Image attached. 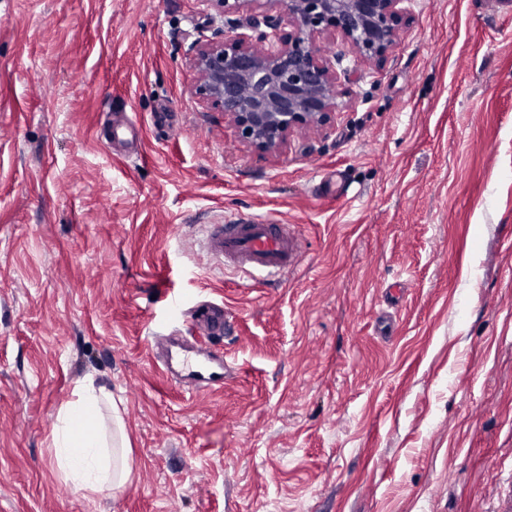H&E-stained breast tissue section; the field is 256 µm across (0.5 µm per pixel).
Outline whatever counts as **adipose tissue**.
Returning a JSON list of instances; mask_svg holds the SVG:
<instances>
[{"instance_id":"obj_1","label":"adipose tissue","mask_w":512,"mask_h":512,"mask_svg":"<svg viewBox=\"0 0 512 512\" xmlns=\"http://www.w3.org/2000/svg\"><path fill=\"white\" fill-rule=\"evenodd\" d=\"M105 411L113 427L121 426L111 390L90 378L79 381L71 400L58 412L51 433L50 448L59 477L89 493L120 488L131 474L128 448L97 423Z\"/></svg>"}]
</instances>
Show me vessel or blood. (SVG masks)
Instances as JSON below:
<instances>
[{"mask_svg":"<svg viewBox=\"0 0 512 512\" xmlns=\"http://www.w3.org/2000/svg\"><path fill=\"white\" fill-rule=\"evenodd\" d=\"M203 245L219 269H231L244 276L257 271L268 281L290 274L298 260V241L290 228L256 214L231 224L206 225ZM194 325L208 335H221L223 306L211 305L195 319ZM173 345V340H165L153 353L167 377L197 392L223 385L226 371L223 356L200 345L177 355L172 350Z\"/></svg>","mask_w":512,"mask_h":512,"instance_id":"1","label":"vessel or blood"}]
</instances>
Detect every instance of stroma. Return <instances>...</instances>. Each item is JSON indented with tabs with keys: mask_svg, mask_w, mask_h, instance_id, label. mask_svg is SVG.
<instances>
[{
	"mask_svg": "<svg viewBox=\"0 0 512 512\" xmlns=\"http://www.w3.org/2000/svg\"><path fill=\"white\" fill-rule=\"evenodd\" d=\"M331 126L261 156L194 94L203 0H0V512H512V12L408 0ZM137 117L133 152L113 119ZM294 225L293 272H218L207 224ZM223 305V389L151 358ZM111 390L132 472L57 476ZM72 397L58 412L51 433L49 447L59 477L89 493L124 486L132 469L122 435V419L112 402L111 390L97 387L89 378L77 382ZM103 409L110 413L113 434L112 428L108 431L98 426L97 417Z\"/></svg>",
	"mask_w": 512,
	"mask_h": 512,
	"instance_id": "35a3bbf8",
	"label": "stroma"
}]
</instances>
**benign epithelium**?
I'll return each instance as SVG.
<instances>
[{
  "instance_id": "7a95c632",
  "label": "benign epithelium",
  "mask_w": 512,
  "mask_h": 512,
  "mask_svg": "<svg viewBox=\"0 0 512 512\" xmlns=\"http://www.w3.org/2000/svg\"><path fill=\"white\" fill-rule=\"evenodd\" d=\"M279 16L251 22L252 36L235 20L222 38L192 49L193 90L224 112L238 138L260 154H276L302 128H325L344 108V77L326 57L319 38L338 33L365 59H381L408 20L406 0H278Z\"/></svg>"
}]
</instances>
